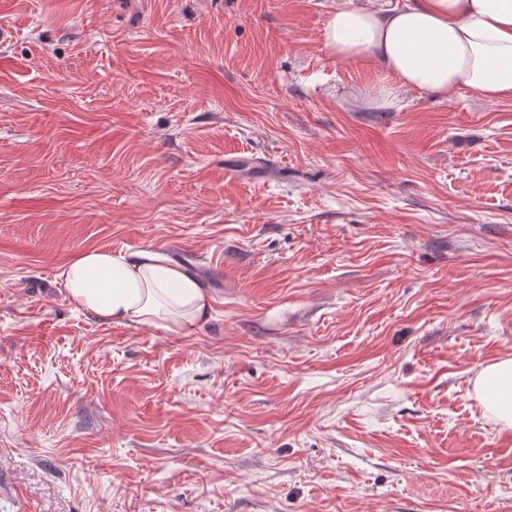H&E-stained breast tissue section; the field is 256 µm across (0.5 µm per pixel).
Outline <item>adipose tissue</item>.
I'll return each instance as SVG.
<instances>
[{
	"instance_id": "adipose-tissue-1",
	"label": "adipose tissue",
	"mask_w": 512,
	"mask_h": 512,
	"mask_svg": "<svg viewBox=\"0 0 512 512\" xmlns=\"http://www.w3.org/2000/svg\"><path fill=\"white\" fill-rule=\"evenodd\" d=\"M324 34L338 60L369 58L426 94L467 88L512 98V0H352L330 15ZM57 278L75 306L115 326L189 333L212 313L198 279L153 250L93 248L61 265ZM474 393L489 417L512 428L511 357L482 368Z\"/></svg>"
}]
</instances>
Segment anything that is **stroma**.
I'll list each match as a JSON object with an SVG mask.
<instances>
[{
  "mask_svg": "<svg viewBox=\"0 0 512 512\" xmlns=\"http://www.w3.org/2000/svg\"><path fill=\"white\" fill-rule=\"evenodd\" d=\"M348 0H0V512H512V99L328 49ZM157 250L191 334L58 267ZM56 277L75 306L115 326L190 333L211 318L198 279L157 251L116 255L93 248L61 265ZM474 393L489 417L512 428V358L482 368L474 381Z\"/></svg>",
  "mask_w": 512,
  "mask_h": 512,
  "instance_id": "stroma-1",
  "label": "stroma"
}]
</instances>
